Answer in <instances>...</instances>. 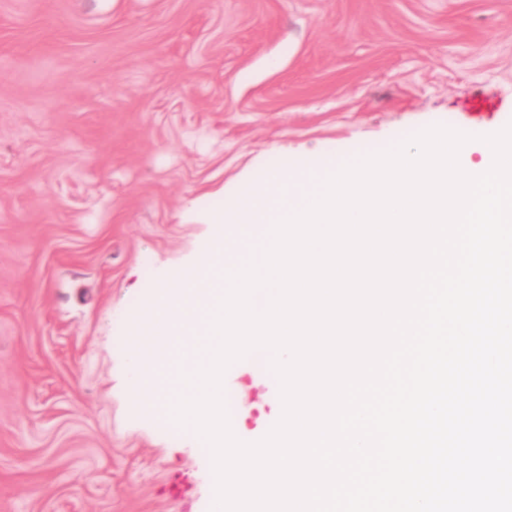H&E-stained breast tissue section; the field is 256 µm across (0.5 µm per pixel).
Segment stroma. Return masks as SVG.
I'll return each mask as SVG.
<instances>
[{
  "label": "stroma",
  "instance_id": "1",
  "mask_svg": "<svg viewBox=\"0 0 512 512\" xmlns=\"http://www.w3.org/2000/svg\"><path fill=\"white\" fill-rule=\"evenodd\" d=\"M512 122V0H0V512H209L211 454L128 343L228 204L445 125ZM242 441L282 414L224 376Z\"/></svg>",
  "mask_w": 512,
  "mask_h": 512
}]
</instances>
